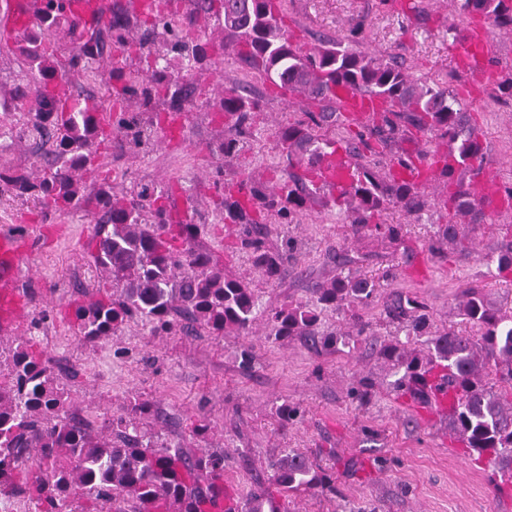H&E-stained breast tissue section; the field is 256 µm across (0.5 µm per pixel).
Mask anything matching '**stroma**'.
Instances as JSON below:
<instances>
[{"mask_svg":"<svg viewBox=\"0 0 512 512\" xmlns=\"http://www.w3.org/2000/svg\"><path fill=\"white\" fill-rule=\"evenodd\" d=\"M286 23L292 38L307 43L320 36L346 38L360 27L359 50L403 63L414 80H447L467 99L471 120L484 134L486 169L499 188H512V99L492 88L470 89L455 67L448 29L459 17L451 0H288ZM201 68L218 94L234 87L245 71L231 50L208 56ZM254 87L262 97L252 124L254 146L239 160L227 163L210 152L221 119L195 107L185 114L180 144L134 154L112 133L100 147L102 164L87 172L86 181L108 186L129 176L162 186L172 223L200 225L196 249L208 252L225 275L249 280L263 310L313 303L312 286L335 277L343 257L357 273L382 277L391 271L392 279H384L361 311L369 323L366 335L345 337L326 349L303 336L268 339L260 322L247 336H212L158 335L131 320L97 344L83 343L73 311L75 303L98 296L89 266L94 227L73 214L56 217L23 262L27 307L19 335H33L51 356L72 410L82 416L100 423L126 412L137 398L161 412L160 420L145 427L164 443L191 453L223 451L235 500L247 499L260 485L277 495L267 462L296 450L332 474L336 489L297 494L290 512H512V490H498L495 464L466 455L448 431L447 414L397 391L395 368L376 354L396 331L385 317L395 294L424 301L440 328L458 325L457 299L471 284L483 285L498 305L512 307V271L497 270L500 247L512 240V212L461 225L456 245L434 257L427 241L444 221L442 210L431 206L413 217L389 209L376 221L403 225L399 239L356 236L346 207L325 191L310 203L302 223L285 230L266 224L270 249H281L286 235L297 242L284 274L268 279L239 251L229 225L215 222L222 197L216 184L239 181L271 163L278 127L319 106L307 99L287 103L264 81ZM363 379L373 389L362 406L350 390ZM283 404L301 411L285 428L278 416ZM201 418L211 426L203 437L192 431Z\"/></svg>","mask_w":512,"mask_h":512,"instance_id":"obj_1","label":"stroma"}]
</instances>
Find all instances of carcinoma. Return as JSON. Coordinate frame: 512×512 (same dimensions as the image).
I'll use <instances>...</instances> for the list:
<instances>
[{
	"label": "carcinoma",
	"mask_w": 512,
	"mask_h": 512,
	"mask_svg": "<svg viewBox=\"0 0 512 512\" xmlns=\"http://www.w3.org/2000/svg\"><path fill=\"white\" fill-rule=\"evenodd\" d=\"M179 11L157 12L145 19L122 0L108 3L110 16L92 25L70 20L69 0L57 11L44 5L39 22L15 43L25 85L0 105L11 113L0 124V149L21 141L51 145L36 175L0 164V194L31 200L42 217L81 212L95 224L90 266L112 284V293L75 306L82 341L95 344L126 322L141 319L158 335L203 329L211 336L244 335L255 323L256 300L251 283L224 275L210 254L194 249L201 229L196 224H169L165 193L152 182L131 179L110 187L88 189L82 173L91 169L98 146L112 131L125 133L133 151L159 144L161 115L187 111L200 102L224 113V132L211 150L231 162L249 150L244 131L251 113L261 108L252 86L240 82L219 98H205L197 66L209 43L196 34L200 20L212 24L237 50L239 59L260 77L282 89L317 101L312 124L290 122L278 129L279 159L287 175L268 185L252 176L237 190L227 189L218 220L241 226L238 245L252 267L271 279L284 272L285 253L294 248L283 236V250L267 248L256 229L257 215L273 213L283 224H300L307 203L318 189L308 170L328 155L334 141L317 128L336 124L330 91L337 87L379 97L399 121L383 119L370 134L383 144L400 139L402 123L446 141L447 160L440 175L448 223L429 244L433 255L457 242L456 218L475 224L485 218L471 190L476 172L485 166L484 141L469 120L468 105L445 80L417 82L397 64L372 57L342 40H318L308 47L293 43L281 17L288 0H185ZM465 19L478 17L491 29L512 31V0H454ZM71 27L72 48L65 59L47 53L45 43L64 26ZM108 68L101 99L67 92L61 104L56 90L68 86L70 73L99 74ZM426 149L385 161L348 152L349 184L339 196L348 205L353 233H383L394 239L399 224H374L375 216L397 208L417 215L427 207L424 192L411 179L393 174V166L411 167ZM374 279L340 270L313 288L316 303L289 304L266 316L268 336L276 341L309 336L333 347L337 333L320 331L319 314L334 309L348 314L356 335L368 323L358 308L376 297ZM462 321L475 330L433 326L426 305L400 294L387 304V317L405 336H424L428 353L395 338L378 355L404 370L395 388L419 403L448 387L458 394L448 415V430L471 455L493 457L498 469L512 476V401L487 382L512 388V310L492 302L486 289L470 286L457 304ZM0 497L16 498L17 512H203L224 493V453L191 455L139 427L154 415L149 403L134 401L126 413L96 425L67 409L70 401L54 375L51 359L31 339H15L0 351ZM270 481L283 497L300 490L332 491L329 477L306 455L289 451L268 461ZM263 493L255 492L225 512L266 510Z\"/></svg>",
	"instance_id": "1"
}]
</instances>
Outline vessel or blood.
<instances>
[{
	"instance_id": "obj_1",
	"label": "vessel or blood",
	"mask_w": 512,
	"mask_h": 512,
	"mask_svg": "<svg viewBox=\"0 0 512 512\" xmlns=\"http://www.w3.org/2000/svg\"><path fill=\"white\" fill-rule=\"evenodd\" d=\"M42 7L40 0H8L5 12L0 13V27L8 37H15L22 28L32 26ZM451 53L459 68L472 83L488 86L494 82L496 72L490 62L488 33L480 20L468 23L451 47ZM336 108L343 117L360 122L373 119L382 112V104L375 98L350 89L337 90L334 96ZM443 152H433L426 161L405 169V176L428 181L442 166ZM314 180L321 188L333 191L341 189L349 180V166L343 153H330L314 172ZM478 198L484 205L497 212L512 209V198L500 192L487 173L474 177ZM34 240L30 232L18 233L12 229L0 230V330L11 331L22 314L26 297L21 290V263L31 252Z\"/></svg>"
}]
</instances>
